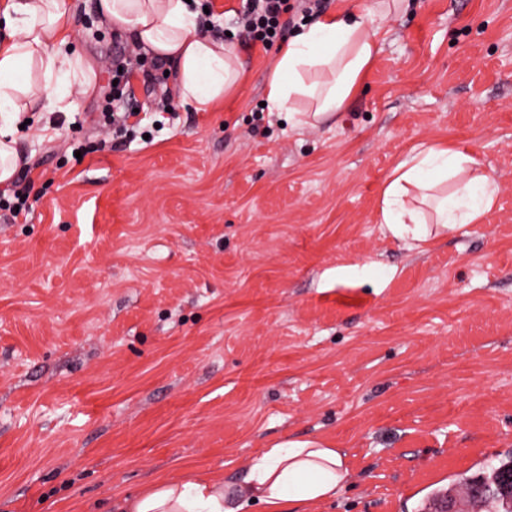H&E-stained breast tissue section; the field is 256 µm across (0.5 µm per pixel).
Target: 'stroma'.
Masks as SVG:
<instances>
[{
	"label": "stroma",
	"instance_id": "obj_1",
	"mask_svg": "<svg viewBox=\"0 0 512 512\" xmlns=\"http://www.w3.org/2000/svg\"><path fill=\"white\" fill-rule=\"evenodd\" d=\"M72 2L94 87L20 133L32 208L0 211V512H105L162 476L235 487L306 440L350 472L309 512H475L459 479L512 449V0H408L342 111L300 128L260 108L282 48L232 37L240 0H210L211 32L245 82L161 121L170 77ZM122 52L132 140L102 126ZM433 143L499 193L418 244L380 196Z\"/></svg>",
	"mask_w": 512,
	"mask_h": 512
}]
</instances>
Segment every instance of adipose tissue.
<instances>
[{"label": "adipose tissue", "instance_id": "adipose-tissue-1", "mask_svg": "<svg viewBox=\"0 0 512 512\" xmlns=\"http://www.w3.org/2000/svg\"><path fill=\"white\" fill-rule=\"evenodd\" d=\"M100 16L136 46L170 62L183 102L211 110L238 89L245 72L238 59L198 25L189 0H97ZM70 0H5L0 20V186L17 174L18 135L29 113L73 108L72 87L89 92L93 66L72 52ZM381 26L372 11L352 7L323 16L292 35L272 70L267 87L270 110L297 124L324 121L354 93L379 50ZM311 103L298 111V99ZM499 186L482 173L474 156L441 145L416 149L386 181L379 221L398 238L427 242L428 222L441 230L481 223L495 204ZM432 205L426 217L424 205ZM349 470L338 449L315 441H286L255 457L238 490L223 479L194 476L158 479L143 492L120 501L122 512H289L336 496Z\"/></svg>", "mask_w": 512, "mask_h": 512}]
</instances>
